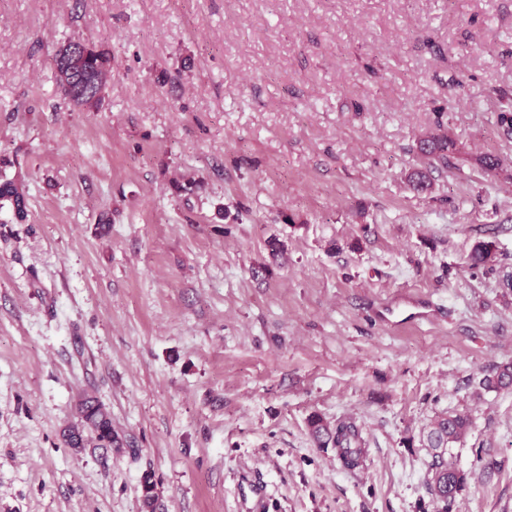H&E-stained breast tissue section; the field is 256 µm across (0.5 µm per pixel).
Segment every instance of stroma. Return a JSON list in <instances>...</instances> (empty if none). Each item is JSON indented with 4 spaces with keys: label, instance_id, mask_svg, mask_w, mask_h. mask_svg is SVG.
<instances>
[{
    "label": "stroma",
    "instance_id": "obj_1",
    "mask_svg": "<svg viewBox=\"0 0 512 512\" xmlns=\"http://www.w3.org/2000/svg\"><path fill=\"white\" fill-rule=\"evenodd\" d=\"M111 58L96 108L71 41ZM512 0H0V512H512ZM444 128L428 191L416 139ZM499 166L485 170L480 156ZM278 239L277 264L268 242ZM493 245L492 263L470 255ZM94 394L129 446L70 448ZM349 419L362 465L308 419ZM8 207L17 222L27 219V201L24 190L13 179L0 180V208ZM469 427L468 417L455 414L435 420L427 433L426 447L431 457L427 468V487L434 501L441 505L438 512H452L456 495L465 483L466 476L456 466L448 446L461 440Z\"/></svg>",
    "mask_w": 512,
    "mask_h": 512
}]
</instances>
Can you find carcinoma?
Here are the masks:
<instances>
[{
  "instance_id": "1",
  "label": "carcinoma",
  "mask_w": 512,
  "mask_h": 512,
  "mask_svg": "<svg viewBox=\"0 0 512 512\" xmlns=\"http://www.w3.org/2000/svg\"><path fill=\"white\" fill-rule=\"evenodd\" d=\"M79 68L89 79L98 83V91L89 97L70 94L67 85L70 75L67 68L57 67L60 92L77 107H95L102 98L111 61L106 52L86 45V54L81 58ZM417 153L423 167L411 172L408 182L419 192L430 189L428 172L437 166H448L449 155L455 149V142L446 134L430 133L416 142ZM9 208L16 221L27 219V201L24 190L13 179L0 180V208ZM492 245L482 242L476 245L472 254V266L478 267L492 261ZM486 390H499L512 386V363L499 367L496 373L481 382ZM77 422L66 434V443L71 448H122L126 441L112 426L109 411L94 397H85L76 406ZM309 427L314 439L323 448H334L343 465L349 469L357 467L365 454L364 440L357 426L347 420L339 421L330 427L318 417L309 419ZM470 427L468 417L460 414L448 415L435 420L427 433L426 441L431 460L427 468V487L434 501L441 505L438 512H452L456 495L465 483L466 476L448 452V446L461 440ZM144 512H156L158 496L156 483L151 474L142 477Z\"/></svg>"
}]
</instances>
